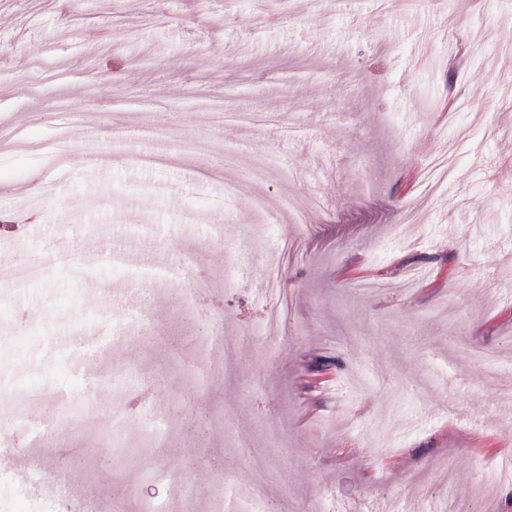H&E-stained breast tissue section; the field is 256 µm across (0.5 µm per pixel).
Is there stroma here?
Instances as JSON below:
<instances>
[{
  "label": "stroma",
  "instance_id": "stroma-1",
  "mask_svg": "<svg viewBox=\"0 0 512 512\" xmlns=\"http://www.w3.org/2000/svg\"><path fill=\"white\" fill-rule=\"evenodd\" d=\"M1 133L0 214L26 221L1 248L94 257L0 295V415L40 390L74 419L77 512L111 485L156 512H240L243 487L263 512H512V480L481 490L512 470V0H0ZM117 239L203 277L205 336L112 268ZM107 312L133 375L100 387L51 345ZM28 476L0 468V507L58 512Z\"/></svg>",
  "mask_w": 512,
  "mask_h": 512
}]
</instances>
